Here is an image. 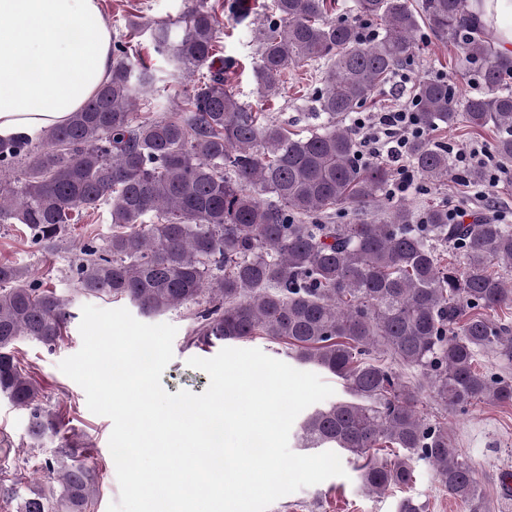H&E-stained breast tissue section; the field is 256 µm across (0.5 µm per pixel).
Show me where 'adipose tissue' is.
Returning a JSON list of instances; mask_svg holds the SVG:
<instances>
[{"instance_id":"1","label":"adipose tissue","mask_w":512,"mask_h":512,"mask_svg":"<svg viewBox=\"0 0 512 512\" xmlns=\"http://www.w3.org/2000/svg\"><path fill=\"white\" fill-rule=\"evenodd\" d=\"M512 54V0H470ZM98 0H0V137L65 124L112 71Z\"/></svg>"}]
</instances>
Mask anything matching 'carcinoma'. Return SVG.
Masks as SVG:
<instances>
[{
	"instance_id": "1",
	"label": "carcinoma",
	"mask_w": 512,
	"mask_h": 512,
	"mask_svg": "<svg viewBox=\"0 0 512 512\" xmlns=\"http://www.w3.org/2000/svg\"><path fill=\"white\" fill-rule=\"evenodd\" d=\"M221 9L254 28L262 96L277 95L290 68L324 66L307 134L238 99L217 65L215 6L191 0L181 33L150 27L154 52L190 77L173 106L138 111L156 73L114 40L110 78L66 124L0 138V224H20L32 245L54 250L69 225L106 207L112 232L80 247L78 295L126 299L146 315L195 304L198 346L285 345L348 394L304 418L303 447L349 457L370 495L411 485L424 460L468 512H490L448 423L427 420L419 396L431 389L455 415L512 404V374L481 365L486 354L512 363V224L495 213L451 222L445 202L415 213L389 192V159L360 157L349 120L411 61L424 28L459 63L479 64L483 91L459 111L448 82L416 83L421 134L407 154L417 186L454 169L436 136L445 128L491 131L493 154L512 173V56L467 0H354L351 21L330 18L335 0H273L265 24L250 20L246 0ZM70 303L0 263V395L30 411L35 438L60 422L43 411L15 345L58 346ZM44 470L52 485L20 512H90L96 467L56 458Z\"/></svg>"
}]
</instances>
